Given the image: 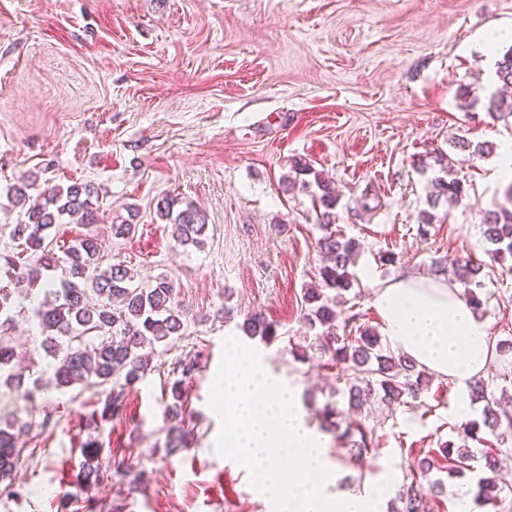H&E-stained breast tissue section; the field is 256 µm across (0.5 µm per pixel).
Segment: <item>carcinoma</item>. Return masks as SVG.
Returning <instances> with one entry per match:
<instances>
[{"label": "carcinoma", "mask_w": 512, "mask_h": 512, "mask_svg": "<svg viewBox=\"0 0 512 512\" xmlns=\"http://www.w3.org/2000/svg\"><path fill=\"white\" fill-rule=\"evenodd\" d=\"M497 75L504 85H512V50L498 61ZM435 162L444 175L432 181L429 205L434 207L443 198L461 200L464 186L452 176L444 155H435ZM313 183L317 187L311 194L313 208L320 209L322 221L329 222L338 204L336 190L317 174ZM96 195L94 185L75 182L64 190H44L40 193L42 201L27 209L28 222L19 226L17 233L34 261L21 266L14 257H3L13 287L0 288V378L13 380L14 362L21 359L10 336L15 317L24 311L18 302L19 294L40 284L43 300L26 311L40 330L41 347L52 358L51 380L58 389L76 385L103 388L106 400L99 417L107 421L122 413L126 387L150 370L156 345L184 334L187 315L176 300L173 281L168 277L159 276L144 285L124 264L102 266L97 238L74 239L62 258L45 244L52 227L67 218L78 224L98 223L99 208L92 202ZM157 214L174 225L179 245L203 244L208 220L196 205L187 203L182 207L180 201L166 197L157 203ZM481 223L490 262L470 258L449 261L454 281L462 286V296L476 313L489 305L488 298L481 296L484 269L493 263L512 272V209L488 210ZM317 248L326 263L318 269V281L304 289V318L309 329L315 331L324 365L335 368L336 380L345 385L347 408L358 411L379 403L394 410L416 403L429 388L425 369L403 355L383 349L381 336L361 321V314L343 316L337 311L340 304L347 302L345 293L358 283L352 267L359 244L331 230L318 239ZM243 329L265 342L277 337L273 324L260 313L248 315ZM196 371L198 362L188 356L176 360L171 367V402L166 406L170 426L164 444L168 453L187 447L193 434L192 415L187 413L183 393L184 383ZM470 399L485 402L482 422L462 424L457 432L459 442H441L438 448L429 449L415 460L410 469L411 481L403 484L401 507L395 512H428L431 502L436 512H449L445 479L463 477L475 461L483 462V476L477 482L475 496L480 505L496 507L503 496L512 494V488L498 480L503 456L500 445L512 438V405L487 395L482 378L471 385ZM345 409L340 407V401H330L318 416L321 425L338 431L336 437L347 447L350 457L361 461L374 451V428L360 421L344 422ZM29 427L31 423L23 420L0 426L1 481L21 464L18 440ZM483 428L492 439L479 437ZM471 440L486 447L476 452L469 447ZM100 451L96 440L83 443V461L75 474V484L83 491L108 478L99 462ZM435 469L446 470V477L429 479ZM424 481L425 493L421 491Z\"/></svg>", "instance_id": "1"}]
</instances>
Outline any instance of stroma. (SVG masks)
<instances>
[{"label": "stroma", "mask_w": 512, "mask_h": 512, "mask_svg": "<svg viewBox=\"0 0 512 512\" xmlns=\"http://www.w3.org/2000/svg\"><path fill=\"white\" fill-rule=\"evenodd\" d=\"M505 27L512 0H0V254L22 250L14 229L27 214L7 199L13 185L31 182L34 199L88 182L103 221L57 225L55 253L93 234L103 264L124 263L144 283L172 279L189 317L184 335L158 345L152 370L128 388L123 414L98 427L88 418L103 406L100 388H49L28 400L0 380V425L33 424L11 486L0 483V512H63L91 438L103 468L122 458L131 472L89 492L90 512H266L247 472L217 453L208 400L223 338L242 336L255 311L277 337L247 343L296 389L312 428L337 388L303 318L324 229L309 192L288 187L293 165L306 162L335 185L333 228L361 245L348 299L379 326L371 304L379 284L429 279L432 263L447 257L483 258L481 216L512 205V178L500 171L512 152V92L503 93V115L483 105L501 93L495 62L512 47L483 35ZM464 88L481 99L468 112ZM462 140L495 149L475 156ZM436 149L466 194L432 209ZM165 197L206 213L201 247L177 245L156 213ZM425 210L433 219L423 235ZM127 218L134 233L112 237L109 224ZM383 252L393 264H380ZM485 283L489 334L511 337L512 273L487 270ZM12 334L26 381L50 359L27 316L16 317ZM187 355L199 362L184 388L194 440L169 454L165 387L172 363ZM460 401L435 377L416 407L366 418L376 443L360 463L323 432L342 473L337 490H370L389 476L386 497L395 501L410 449L455 439ZM48 412L53 427L44 431Z\"/></svg>", "instance_id": "stroma-1"}]
</instances>
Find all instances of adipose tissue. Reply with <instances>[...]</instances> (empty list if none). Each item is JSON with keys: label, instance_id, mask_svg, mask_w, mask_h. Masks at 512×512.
<instances>
[{"label": "adipose tissue", "instance_id": "1", "mask_svg": "<svg viewBox=\"0 0 512 512\" xmlns=\"http://www.w3.org/2000/svg\"><path fill=\"white\" fill-rule=\"evenodd\" d=\"M373 306L390 345L436 377L467 390L492 356L488 326L443 282L401 277L378 288Z\"/></svg>", "mask_w": 512, "mask_h": 512}]
</instances>
